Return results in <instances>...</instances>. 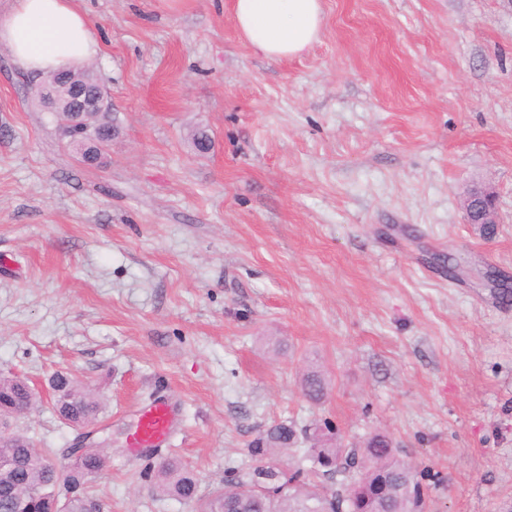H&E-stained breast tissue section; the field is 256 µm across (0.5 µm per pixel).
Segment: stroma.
Wrapping results in <instances>:
<instances>
[{"instance_id":"35a3bbf8","label":"stroma","mask_w":512,"mask_h":512,"mask_svg":"<svg viewBox=\"0 0 512 512\" xmlns=\"http://www.w3.org/2000/svg\"><path fill=\"white\" fill-rule=\"evenodd\" d=\"M229 0H75L118 125L79 162L32 104L43 74L0 47V373L41 406L58 460L62 370L103 410L102 512H196L143 474L171 454L201 492L294 422L357 448L387 434L436 479L428 512L512 503V0H322L320 39L271 60ZM207 130L209 153L191 136ZM493 232L464 220L473 183ZM327 381L321 402L302 380ZM178 411L133 458L141 409ZM462 205L469 224H497L496 195L491 188L473 187L463 198Z\"/></svg>"}]
</instances>
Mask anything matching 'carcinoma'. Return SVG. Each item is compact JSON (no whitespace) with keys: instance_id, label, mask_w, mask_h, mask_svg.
I'll list each match as a JSON object with an SVG mask.
<instances>
[{"instance_id":"cac0c4a2","label":"carcinoma","mask_w":512,"mask_h":512,"mask_svg":"<svg viewBox=\"0 0 512 512\" xmlns=\"http://www.w3.org/2000/svg\"><path fill=\"white\" fill-rule=\"evenodd\" d=\"M114 127L112 112L92 115L60 114L57 128L73 137L77 147L88 141L85 129ZM56 393L51 408L66 425H90L102 410L101 403L66 372L49 378ZM306 396L314 402L326 394V383L316 370L303 379ZM39 403L30 387L11 375H0V418L19 420ZM330 422L316 430L315 443L294 468L283 470L280 450L295 444L296 430L288 421L271 425L252 443V469L239 472L214 490L202 504V512H426V500L418 473L397 455L385 434L370 435L361 448H345L327 439ZM106 454L97 449L71 463H57L52 452L35 445L27 432L14 426L0 442V512H13L16 493L28 496V512H100L91 495L94 478L105 468ZM265 475L272 485H288L284 494L263 498L245 495L241 483ZM341 476L339 487L324 490L315 478ZM150 478L162 497L184 501L199 499L195 472L171 456L153 469Z\"/></svg>"}]
</instances>
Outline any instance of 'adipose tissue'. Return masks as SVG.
Instances as JSON below:
<instances>
[{
	"label": "adipose tissue",
	"mask_w": 512,
	"mask_h": 512,
	"mask_svg": "<svg viewBox=\"0 0 512 512\" xmlns=\"http://www.w3.org/2000/svg\"><path fill=\"white\" fill-rule=\"evenodd\" d=\"M240 36L265 57L303 52L321 32V0H231ZM0 46L37 73L75 67L94 57L98 39L75 0H11L0 14Z\"/></svg>",
	"instance_id": "obj_1"
}]
</instances>
